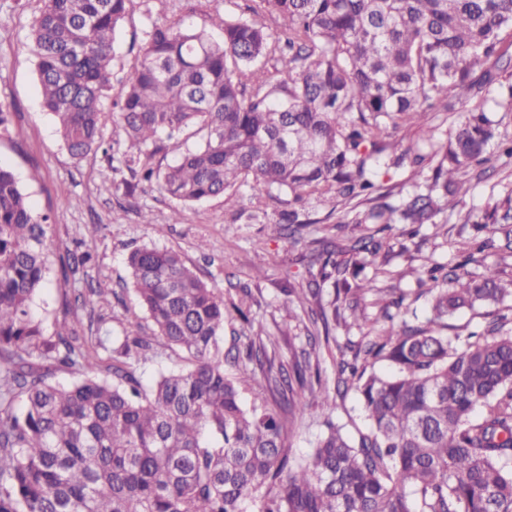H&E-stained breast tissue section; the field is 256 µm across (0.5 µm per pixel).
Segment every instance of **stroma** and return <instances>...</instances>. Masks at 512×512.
<instances>
[{
    "mask_svg": "<svg viewBox=\"0 0 512 512\" xmlns=\"http://www.w3.org/2000/svg\"><path fill=\"white\" fill-rule=\"evenodd\" d=\"M41 0H0V101L14 110L10 135L0 138V165L11 169L39 212L48 214L52 241L47 250L50 291L35 300L34 311L52 329L62 315V303L74 289L105 288L119 292L113 302V316L138 314L132 293L124 286L129 281L126 257L142 244L158 241L179 249L194 264L202 277L224 291L225 301H237L232 284L249 282L255 301L249 310L253 326L279 334L284 358L307 348L305 330L291 318L284 306L279 282L284 273L303 276L304 267L297 252L283 239H273L262 223L241 218L238 223L224 221V203L213 200L185 211L180 223H172L175 202L147 190L135 197L110 193L103 186L106 163L101 154L77 160L60 142L52 116L42 106L35 72V59L27 37L33 14ZM170 14L167 0H135L134 10L117 31L115 49L124 61H131L141 45V31L151 20H163ZM470 189L463 197L461 211L484 209L492 190L512 185V163L497 167L491 175L469 173ZM150 207L158 223L167 225L164 237H156L152 226L140 223L137 211ZM98 225L96 236H89L90 225ZM401 224L381 231L380 239L390 240L396 248L385 257L388 277L380 287L396 286L417 321L431 316L432 296L419 288L417 279L433 264L450 263L460 245L471 238V226L461 224L457 215L438 217L436 224L423 225L415 237H408ZM409 247L401 254L399 245ZM91 251L94 260L80 280L64 281L62 265L68 254ZM342 424L349 436L365 429L367 419L354 389L337 399L334 411L313 405L302 420L288 429V442L296 457H308L318 436L323 433L325 416Z\"/></svg>",
    "mask_w": 512,
    "mask_h": 512,
    "instance_id": "35a3bbf8",
    "label": "stroma"
}]
</instances>
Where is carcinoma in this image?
Here are the masks:
<instances>
[{"instance_id": "cac0c4a2", "label": "carcinoma", "mask_w": 512, "mask_h": 512, "mask_svg": "<svg viewBox=\"0 0 512 512\" xmlns=\"http://www.w3.org/2000/svg\"><path fill=\"white\" fill-rule=\"evenodd\" d=\"M132 2L42 0L32 16L38 86L63 145L128 172L103 179L129 198L146 186L184 206L222 198L233 224L246 212L241 188L258 210L276 200L268 232L306 251V284L287 274L281 288L307 316L313 348L345 313L367 321L363 297L387 292L372 338L338 347L336 360L337 383L356 381L367 428L353 439L328 419L296 460L286 428L308 411L301 392L317 386L330 399L320 365L304 351L286 368L242 308L251 288L233 285L240 304L226 306L173 247L126 258L152 328L136 318L103 328L110 291L89 288L46 333L32 307L49 287L52 225L0 166V512H512V306L499 307L512 280L496 265L471 269L477 252L512 257V191L459 215L485 236L418 279L434 290L421 324L395 320L405 294L365 275L392 246L372 235L344 244L338 225L310 218L334 202L352 224H433L457 210L473 168L512 160L493 116L512 112V0H246L245 17L221 14L220 0H177L223 40L180 19L148 22L109 127L115 35ZM432 112L459 114L444 139L421 124ZM413 129L391 156L390 138ZM386 159L429 180L407 198L383 192L374 176ZM91 260L72 257L65 279ZM476 306L488 321L454 343L445 320ZM81 310L97 314L88 336L75 328ZM159 345L189 365L146 381L140 364ZM380 360L391 374L367 371ZM63 370L77 380L53 382Z\"/></svg>"}]
</instances>
